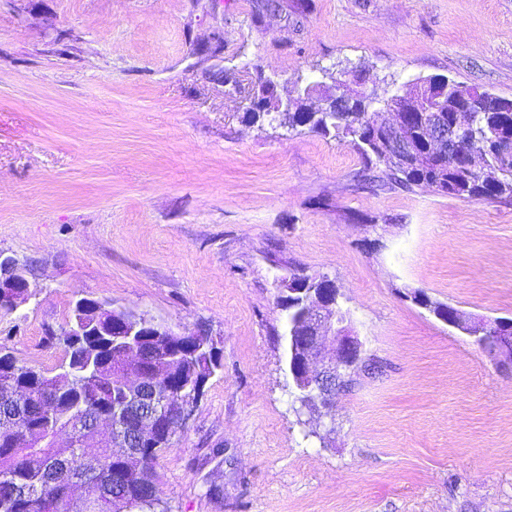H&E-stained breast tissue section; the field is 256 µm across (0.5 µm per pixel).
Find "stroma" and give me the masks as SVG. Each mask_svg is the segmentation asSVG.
Masks as SVG:
<instances>
[{"label": "stroma", "instance_id": "stroma-1", "mask_svg": "<svg viewBox=\"0 0 512 512\" xmlns=\"http://www.w3.org/2000/svg\"><path fill=\"white\" fill-rule=\"evenodd\" d=\"M0 0V249L38 263L0 346L56 369L84 296L205 329L221 366L155 463L168 512H512V367L416 304L512 318V199L359 183L331 137L244 121L346 70L512 99V0ZM326 275L369 357L297 412L276 276Z\"/></svg>", "mask_w": 512, "mask_h": 512}]
</instances>
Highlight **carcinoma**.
Returning a JSON list of instances; mask_svg holds the SVG:
<instances>
[{"mask_svg": "<svg viewBox=\"0 0 512 512\" xmlns=\"http://www.w3.org/2000/svg\"><path fill=\"white\" fill-rule=\"evenodd\" d=\"M339 85L325 86L323 105L311 110L301 99L288 102L284 120L288 129L299 128L323 137L348 142L359 154L363 168L359 176L373 179V172L384 167L390 172L391 186L407 191L429 187L434 191L463 200L512 198V100L485 93L483 111L474 113L472 123L462 132L461 142L474 154L475 168L461 169L449 161L432 156L433 148L422 141L421 125L415 121L407 129L417 141L419 153L428 162L404 166L390 155L366 125L369 97L337 93ZM447 93L448 107L455 97L463 95V84L444 77H429L416 83L409 92V101L420 103ZM273 97L261 84L251 101L246 118L257 123L266 116L264 105ZM86 340L95 354L76 359L65 351V364L71 372L72 389L53 394L55 377L36 373L25 366L13 370L0 369V380L11 378L27 384V394L0 402V429H24L41 424L50 429L68 428L79 432L87 419L105 411L112 417L111 429L103 433L96 446L81 443L71 449L74 462L87 474L88 492L85 500H73L66 478L59 476L49 484L46 477L58 469V452L50 448L32 451L18 448L0 439V512H159L157 494L146 491L144 484L155 483L154 463L159 453L171 447L173 436L160 440L158 448H144L138 460L137 474L123 477V463L112 458L113 430L131 429L138 418L153 411L145 402L132 409H123V388L135 359L123 352V342L116 336H88ZM146 357L141 363L160 361L161 367L173 373H185L190 381L188 391L211 376L220 366L212 356L211 340L200 337L198 349L184 353L169 347L166 337L148 336Z\"/></svg>", "mask_w": 512, "mask_h": 512, "instance_id": "carcinoma-1", "label": "carcinoma"}]
</instances>
